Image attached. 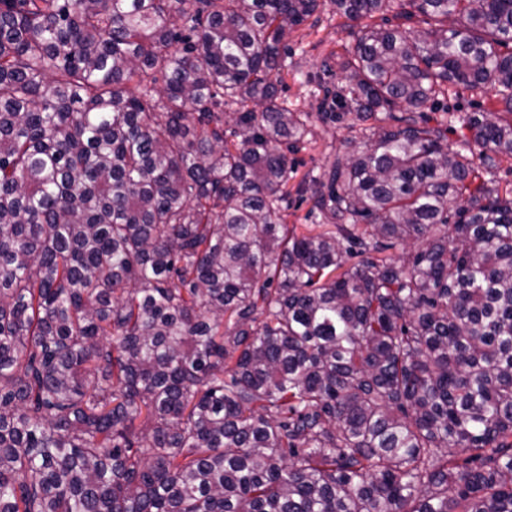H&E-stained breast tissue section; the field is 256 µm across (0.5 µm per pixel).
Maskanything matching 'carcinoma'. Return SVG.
I'll use <instances>...</instances> for the list:
<instances>
[{"label": "carcinoma", "mask_w": 512, "mask_h": 512, "mask_svg": "<svg viewBox=\"0 0 512 512\" xmlns=\"http://www.w3.org/2000/svg\"><path fill=\"white\" fill-rule=\"evenodd\" d=\"M510 45L512 0H0V512H512ZM315 122L360 143L304 234ZM318 15L320 20L315 27L301 26L288 37V71L282 75L283 95L288 103H299L312 112L316 106L314 92L319 93V86L328 83L332 87L341 81L336 53L355 43L352 29L342 25V19L332 17L327 9ZM324 60H330L331 64L335 61L332 76L323 74ZM450 111L457 112H487L497 109L494 99V90L492 88H484L477 91H465L459 99L448 100ZM354 135L355 132H350L343 125L335 126L329 134H325L323 127L319 125L314 130V137L305 143L296 154L289 155L295 160L297 169L296 177L289 182L291 203L287 212V223L290 227L296 224L298 230L303 232L305 228L301 224H319L309 216L312 203L308 199V194L298 196L295 193V188L310 171L314 170L316 174L334 161L336 156L343 157L352 152L358 144L349 146L348 140Z\"/></svg>", "instance_id": "obj_1"}]
</instances>
